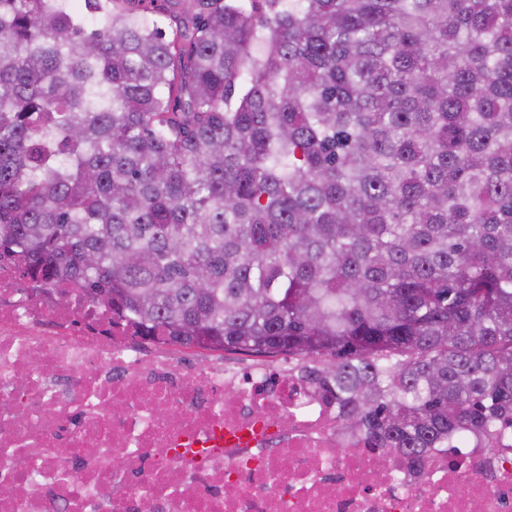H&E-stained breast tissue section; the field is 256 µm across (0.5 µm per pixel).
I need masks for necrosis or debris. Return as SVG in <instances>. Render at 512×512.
Returning a JSON list of instances; mask_svg holds the SVG:
<instances>
[{
	"label": "necrosis or debris",
	"instance_id": "1",
	"mask_svg": "<svg viewBox=\"0 0 512 512\" xmlns=\"http://www.w3.org/2000/svg\"><path fill=\"white\" fill-rule=\"evenodd\" d=\"M20 271L0 259V512H512L511 425L414 464L342 429L295 362L181 357Z\"/></svg>",
	"mask_w": 512,
	"mask_h": 512
}]
</instances>
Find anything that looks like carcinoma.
<instances>
[{
	"label": "carcinoma",
	"instance_id": "1",
	"mask_svg": "<svg viewBox=\"0 0 512 512\" xmlns=\"http://www.w3.org/2000/svg\"><path fill=\"white\" fill-rule=\"evenodd\" d=\"M0 0V256L287 355L420 459L512 422V0Z\"/></svg>",
	"mask_w": 512,
	"mask_h": 512
}]
</instances>
